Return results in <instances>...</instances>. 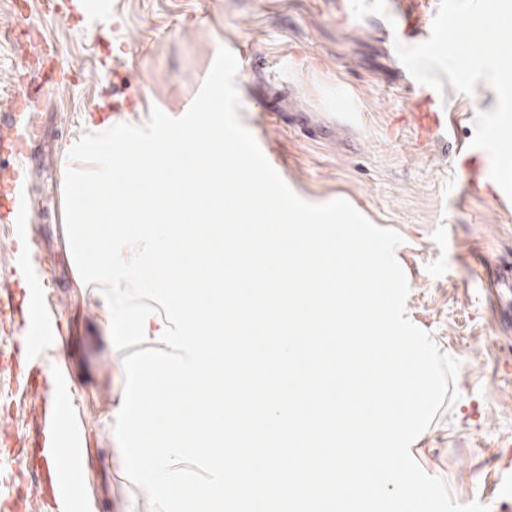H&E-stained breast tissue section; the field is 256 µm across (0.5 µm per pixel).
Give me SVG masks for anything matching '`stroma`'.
Returning <instances> with one entry per match:
<instances>
[{"label":"stroma","mask_w":512,"mask_h":512,"mask_svg":"<svg viewBox=\"0 0 512 512\" xmlns=\"http://www.w3.org/2000/svg\"><path fill=\"white\" fill-rule=\"evenodd\" d=\"M440 0H0V114L27 83L55 69L59 85L27 113L56 152L29 171L34 228L27 271L67 312L65 370L74 416L95 458L84 467L90 512H154L124 471L111 425L124 400V354L102 333V311L78 287L53 178L91 124H146L152 108L190 107L219 46L245 47L235 75L238 116L302 199H344L374 225L400 233L406 317L461 362L444 403L411 454L452 499L500 512L512 481V330L488 306L477 260L512 264V213L488 184L461 198L458 150L474 139L494 89L444 84L450 131L424 132L406 110L414 83L396 52L400 10L433 23ZM0 372V460L20 441L35 401Z\"/></svg>","instance_id":"obj_1"}]
</instances>
